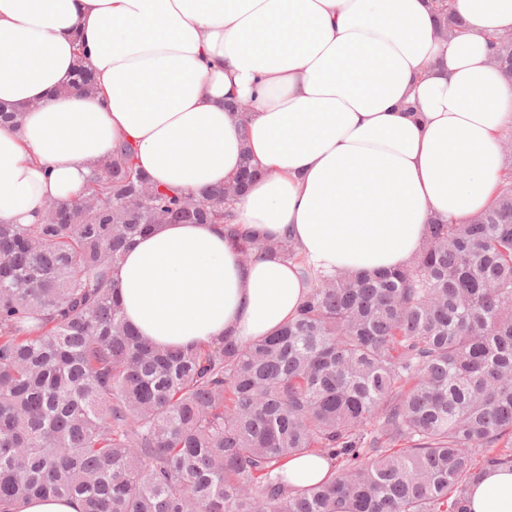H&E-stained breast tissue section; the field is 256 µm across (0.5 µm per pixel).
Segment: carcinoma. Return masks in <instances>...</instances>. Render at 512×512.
Masks as SVG:
<instances>
[{
    "mask_svg": "<svg viewBox=\"0 0 512 512\" xmlns=\"http://www.w3.org/2000/svg\"><path fill=\"white\" fill-rule=\"evenodd\" d=\"M512 79V43L491 39ZM119 145L40 224L0 223V512L36 496L82 512H469L512 463V175L460 224L436 220L397 270L325 276L274 334L161 350L135 336L112 274L134 238L192 219L243 259L296 255L234 223L259 175L198 196L152 184ZM329 457L292 490L286 457Z\"/></svg>",
    "mask_w": 512,
    "mask_h": 512,
    "instance_id": "obj_1",
    "label": "carcinoma"
}]
</instances>
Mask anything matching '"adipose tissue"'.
Here are the masks:
<instances>
[{
    "label": "adipose tissue",
    "instance_id": "adipose-tissue-1",
    "mask_svg": "<svg viewBox=\"0 0 512 512\" xmlns=\"http://www.w3.org/2000/svg\"><path fill=\"white\" fill-rule=\"evenodd\" d=\"M0 0V223H39L81 195L120 142L151 183L228 185L243 155L263 174L235 220L298 253L243 261L212 224H162L114 274L128 323L178 349L268 335L328 274L409 265L433 220L490 206L512 128V80L490 61L512 0ZM92 90L72 87L79 44ZM252 104L240 120L229 104ZM303 489L323 456L283 461ZM470 512H512V463L486 468Z\"/></svg>",
    "mask_w": 512,
    "mask_h": 512
}]
</instances>
